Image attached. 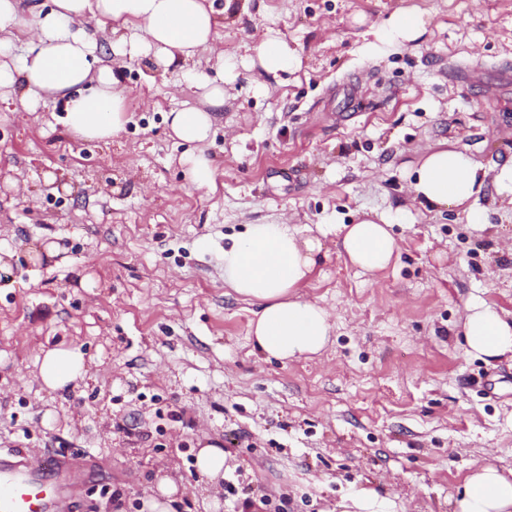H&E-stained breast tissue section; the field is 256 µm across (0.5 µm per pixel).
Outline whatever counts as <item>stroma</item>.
I'll list each match as a JSON object with an SVG mask.
<instances>
[{"label": "stroma", "instance_id": "obj_1", "mask_svg": "<svg viewBox=\"0 0 512 512\" xmlns=\"http://www.w3.org/2000/svg\"><path fill=\"white\" fill-rule=\"evenodd\" d=\"M204 4L218 35L195 66L236 74L202 146L211 187L191 185L166 122L203 104L178 66L113 58L126 122L106 142L72 138L63 101L0 96V449L90 454L72 512H148L164 477L170 512H357L367 491L385 512H453L474 467L512 468V357L460 337L470 300L512 318V202L491 184L472 211H429L409 174L443 143L489 168L512 157V0ZM399 10L424 35L377 43ZM269 30L301 56L277 80L244 60ZM371 211L396 218L392 264L321 258L298 293L328 312L327 349L265 359L256 304L225 292L226 237ZM35 241L60 255L20 253ZM53 347L83 354L76 389L43 387ZM209 445L214 482L196 465ZM199 472L206 476L209 481H216L224 476V451L221 448L208 446L201 448L197 456Z\"/></svg>", "mask_w": 512, "mask_h": 512}]
</instances>
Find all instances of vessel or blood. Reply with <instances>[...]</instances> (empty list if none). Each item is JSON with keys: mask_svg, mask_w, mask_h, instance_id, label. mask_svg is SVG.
Wrapping results in <instances>:
<instances>
[{"mask_svg": "<svg viewBox=\"0 0 512 512\" xmlns=\"http://www.w3.org/2000/svg\"><path fill=\"white\" fill-rule=\"evenodd\" d=\"M71 476L68 457L9 449L0 454V512H70Z\"/></svg>", "mask_w": 512, "mask_h": 512, "instance_id": "1", "label": "vessel or blood"}]
</instances>
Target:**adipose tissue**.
Returning a JSON list of instances; mask_svg holds the SVG:
<instances>
[{"label": "adipose tissue", "mask_w": 512, "mask_h": 512, "mask_svg": "<svg viewBox=\"0 0 512 512\" xmlns=\"http://www.w3.org/2000/svg\"><path fill=\"white\" fill-rule=\"evenodd\" d=\"M33 17L32 47L18 51L10 34L24 14ZM120 26L111 41L113 55L154 56L180 63L205 102L185 104L168 113L174 138L189 144L181 159L192 184L213 182L214 165L200 152L213 133L216 114L224 106V84L232 68L216 76L196 72L191 62L198 48L217 35L218 22L203 0H0V89L20 88V104L32 112L46 97L65 103L69 131L85 139L108 140L124 124V93L112 62L97 53V41L85 29L86 17ZM266 75L279 77L301 64L298 53L274 32H265L248 48ZM414 200L432 210H452L477 199L488 183L512 195V161L496 177L466 151L431 150L411 173ZM385 215L365 214L354 224H329L317 234L302 235L285 224H251L224 249V283L258 304L251 325L254 347L266 358L291 361L323 351L330 339L326 310L301 299L296 290L312 274L324 250L323 238L335 235L336 248L351 266L374 274L386 269L398 251ZM463 324L468 354L493 362L512 354V321L493 306L475 300ZM36 363L43 386L52 392L76 388L86 374L85 360L74 348L41 352ZM454 512H512V471L478 467L465 481Z\"/></svg>", "instance_id": "obj_1"}]
</instances>
